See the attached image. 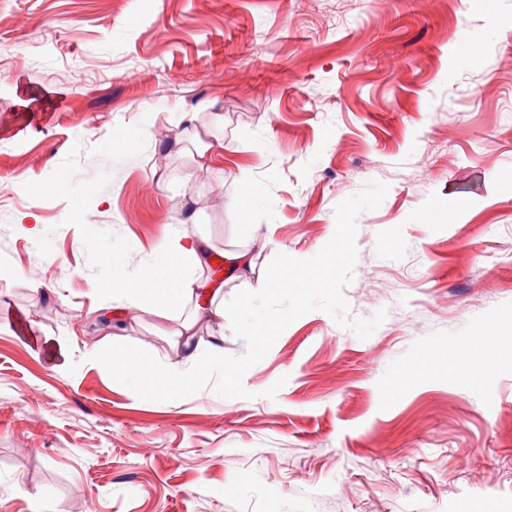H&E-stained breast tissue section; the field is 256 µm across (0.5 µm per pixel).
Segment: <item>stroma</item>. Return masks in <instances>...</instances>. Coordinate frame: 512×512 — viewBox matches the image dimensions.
Returning <instances> with one entry per match:
<instances>
[{
    "label": "stroma",
    "mask_w": 512,
    "mask_h": 512,
    "mask_svg": "<svg viewBox=\"0 0 512 512\" xmlns=\"http://www.w3.org/2000/svg\"><path fill=\"white\" fill-rule=\"evenodd\" d=\"M503 17L512 0H0V512H512ZM187 113L219 175L191 179ZM372 181L345 291L350 317L388 312L368 339L300 317L249 399L113 379L125 353L183 360L177 318L112 329L102 306L169 225L215 264L256 258L229 299L315 256Z\"/></svg>",
    "instance_id": "obj_1"
}]
</instances>
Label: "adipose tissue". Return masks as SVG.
<instances>
[{"mask_svg": "<svg viewBox=\"0 0 512 512\" xmlns=\"http://www.w3.org/2000/svg\"><path fill=\"white\" fill-rule=\"evenodd\" d=\"M210 264L206 237H193L172 228L154 249V263L138 275L112 283L108 290L112 309L135 306L164 317L190 308L179 335L184 362L179 367L159 368L145 358L128 355L114 360L112 375L139 377L148 391L170 399L180 398L200 374V344L194 339L193 320L199 316L223 318L224 287L211 283L204 274Z\"/></svg>", "mask_w": 512, "mask_h": 512, "instance_id": "adipose-tissue-1", "label": "adipose tissue"}]
</instances>
